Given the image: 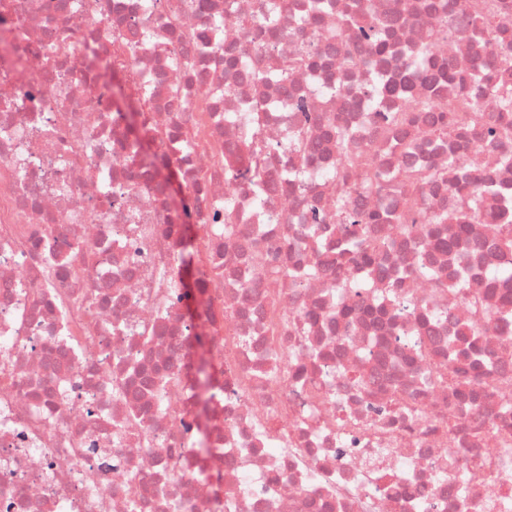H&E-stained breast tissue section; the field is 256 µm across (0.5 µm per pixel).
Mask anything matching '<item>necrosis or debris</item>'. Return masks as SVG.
Returning <instances> with one entry per match:
<instances>
[{
	"mask_svg": "<svg viewBox=\"0 0 512 512\" xmlns=\"http://www.w3.org/2000/svg\"><path fill=\"white\" fill-rule=\"evenodd\" d=\"M361 1L310 27L307 0H276L269 25L266 0H0V512H512V169L466 147L497 219L451 258L400 225L408 209L458 224L447 189L400 182L403 163L447 164L431 114L380 127L466 98L474 64L512 52V0L492 34L470 0L444 24L420 0H365L389 21L381 52L350 22ZM421 46L441 82L410 79ZM302 51L315 66L284 70ZM251 135L255 191L230 155ZM340 170L383 216L367 235L395 242L383 275L336 264ZM285 264L298 277L272 288Z\"/></svg>",
	"mask_w": 512,
	"mask_h": 512,
	"instance_id": "obj_1",
	"label": "necrosis or debris"
}]
</instances>
